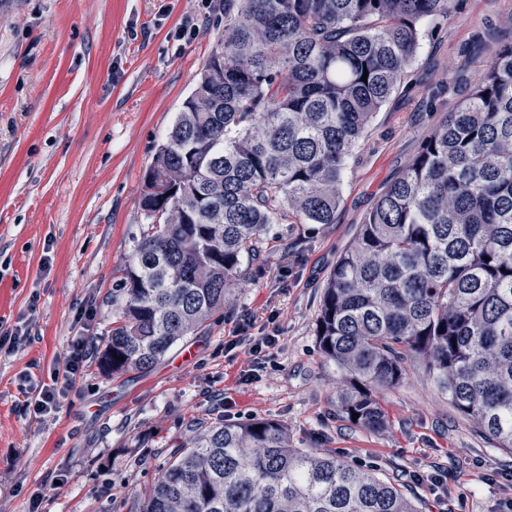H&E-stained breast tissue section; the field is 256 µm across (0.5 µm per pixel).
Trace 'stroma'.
Segmentation results:
<instances>
[{"mask_svg": "<svg viewBox=\"0 0 512 512\" xmlns=\"http://www.w3.org/2000/svg\"><path fill=\"white\" fill-rule=\"evenodd\" d=\"M200 0H0V512H134L139 492L185 443L188 423L265 418L298 448L378 469L423 512H504L512 454L478 435L409 368L379 398L371 431L341 413L337 367L316 345L322 286L386 184L512 41V0H460L348 161L332 224H273L260 271L222 320L151 372L103 373L99 353L144 216L157 145L217 46L224 11ZM197 16L186 40L168 33ZM274 335L249 368L236 333ZM86 336L85 366L57 409L25 410L34 382ZM440 472L443 489L412 473Z\"/></svg>", "mask_w": 512, "mask_h": 512, "instance_id": "35a3bbf8", "label": "stroma"}]
</instances>
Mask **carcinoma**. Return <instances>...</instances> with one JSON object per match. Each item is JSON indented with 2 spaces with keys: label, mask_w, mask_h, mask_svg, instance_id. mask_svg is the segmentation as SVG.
Listing matches in <instances>:
<instances>
[{
  "label": "carcinoma",
  "mask_w": 512,
  "mask_h": 512,
  "mask_svg": "<svg viewBox=\"0 0 512 512\" xmlns=\"http://www.w3.org/2000/svg\"><path fill=\"white\" fill-rule=\"evenodd\" d=\"M457 2L224 0L145 175L103 372L145 373L224 312L267 225L336 223L349 158ZM316 343L354 424L384 428L379 389L416 365L512 452V42L365 214L322 288ZM135 512L421 510L378 470L252 418L197 428Z\"/></svg>",
  "instance_id": "cac0c4a2"
}]
</instances>
